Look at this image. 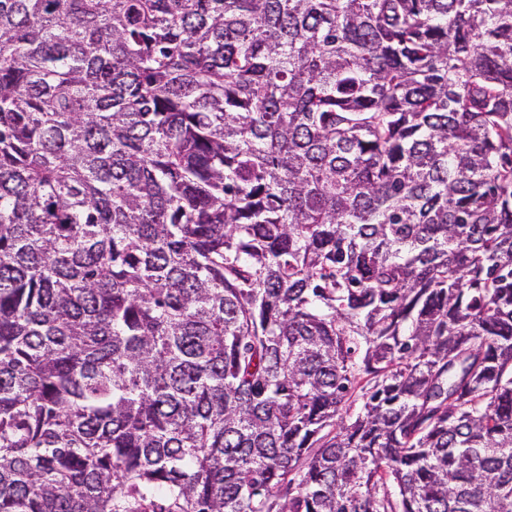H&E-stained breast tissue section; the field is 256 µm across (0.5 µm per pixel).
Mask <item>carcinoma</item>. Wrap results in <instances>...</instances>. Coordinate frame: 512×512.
Masks as SVG:
<instances>
[{
  "instance_id": "cac0c4a2",
  "label": "carcinoma",
  "mask_w": 512,
  "mask_h": 512,
  "mask_svg": "<svg viewBox=\"0 0 512 512\" xmlns=\"http://www.w3.org/2000/svg\"><path fill=\"white\" fill-rule=\"evenodd\" d=\"M0 512H512V0H0Z\"/></svg>"
}]
</instances>
